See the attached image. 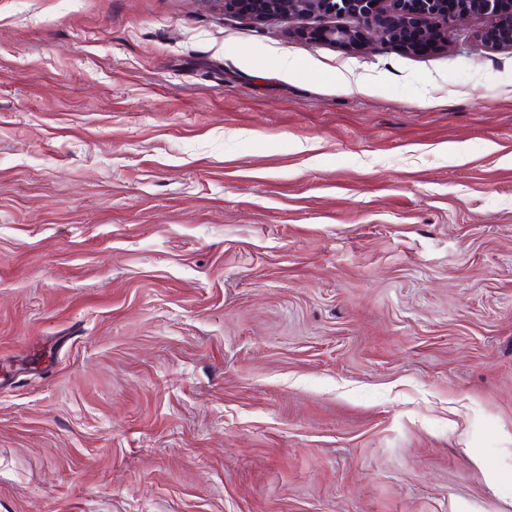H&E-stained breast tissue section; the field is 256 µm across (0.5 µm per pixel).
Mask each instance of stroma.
<instances>
[{"instance_id":"35a3bbf8","label":"stroma","mask_w":512,"mask_h":512,"mask_svg":"<svg viewBox=\"0 0 512 512\" xmlns=\"http://www.w3.org/2000/svg\"><path fill=\"white\" fill-rule=\"evenodd\" d=\"M297 25L0 0V512H512V47Z\"/></svg>"}]
</instances>
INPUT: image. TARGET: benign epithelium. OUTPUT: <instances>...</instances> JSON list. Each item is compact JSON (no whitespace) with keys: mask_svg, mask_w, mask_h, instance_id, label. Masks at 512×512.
<instances>
[{"mask_svg":"<svg viewBox=\"0 0 512 512\" xmlns=\"http://www.w3.org/2000/svg\"><path fill=\"white\" fill-rule=\"evenodd\" d=\"M226 12L262 23L278 18L344 16L345 26L301 27L297 34L308 40L362 45L379 33L403 48L424 37L439 42L442 27H453L471 16L492 21L512 11V0H207Z\"/></svg>","mask_w":512,"mask_h":512,"instance_id":"7a95c632","label":"benign epithelium"}]
</instances>
